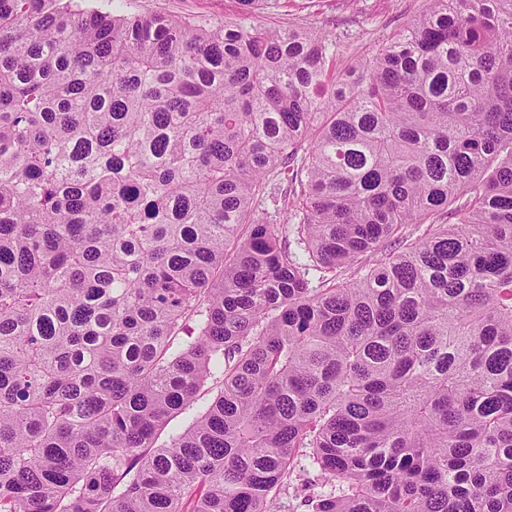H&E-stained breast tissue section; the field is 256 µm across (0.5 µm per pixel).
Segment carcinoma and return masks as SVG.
<instances>
[{
  "label": "carcinoma",
  "instance_id": "cac0c4a2",
  "mask_svg": "<svg viewBox=\"0 0 512 512\" xmlns=\"http://www.w3.org/2000/svg\"><path fill=\"white\" fill-rule=\"evenodd\" d=\"M263 2L0 0V512H512V0ZM88 6H103L117 14L163 11L183 16H197L212 20H234L238 16L236 0H112L89 1ZM79 2V3H80ZM424 8L425 0H268L258 22L282 25L290 20L323 28L336 37L337 66L344 68L369 57ZM216 391L217 388L213 392L201 394L187 410L174 417L169 425L158 434L157 445L167 443L174 432L183 430L195 417L202 414L216 394ZM315 480H317L316 471L301 472L300 477H297L294 481L295 488H291L289 497L284 499L283 510L285 512H309L307 503L304 502L309 490L304 485L308 486L310 482L313 483Z\"/></svg>",
  "mask_w": 512,
  "mask_h": 512
}]
</instances>
